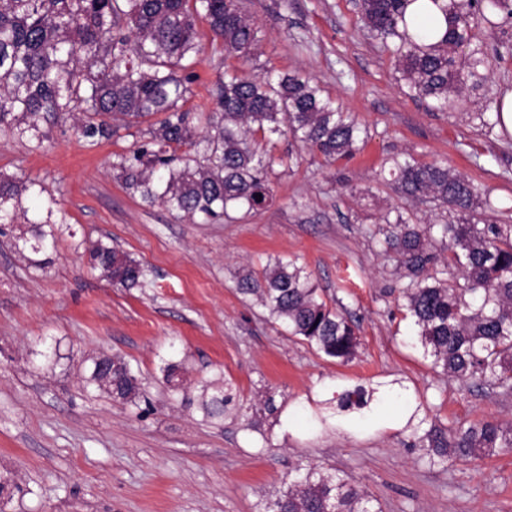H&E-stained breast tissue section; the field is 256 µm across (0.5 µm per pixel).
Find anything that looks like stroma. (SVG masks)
<instances>
[{"label": "stroma", "mask_w": 512, "mask_h": 512, "mask_svg": "<svg viewBox=\"0 0 512 512\" xmlns=\"http://www.w3.org/2000/svg\"><path fill=\"white\" fill-rule=\"evenodd\" d=\"M262 29L255 73L315 77L369 131L350 161L322 165L290 135L274 137L272 198L251 215L192 223L128 191L112 168L130 136L88 145L70 123L50 125L42 147L0 135V176L40 181L73 233L46 268L30 265L23 221L0 223V471L18 489L0 512H254L299 468L351 475L383 512H512V452L429 465L405 428L347 434L281 430L276 405L313 410L317 387L334 392L391 381L424 404V429L512 419V394L440 375L415 329L397 317L402 286L393 256L370 237L390 208L421 220L438 212L403 197L380 171L409 152L446 162L492 198L512 200V134L487 129L488 105L512 90V20L483 31L499 49L482 88L461 110L409 97L370 36L355 0H242ZM102 240L137 260L143 287L113 284L87 262ZM296 260L319 294L359 326L340 364L273 323L238 290L241 275ZM59 361H50L52 353ZM139 368L146 400L113 401L88 387L99 354ZM188 380L223 375L243 405L218 423L172 397L163 367Z\"/></svg>", "instance_id": "stroma-1"}]
</instances>
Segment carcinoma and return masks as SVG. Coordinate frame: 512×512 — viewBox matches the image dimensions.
<instances>
[{"instance_id": "carcinoma-1", "label": "carcinoma", "mask_w": 512, "mask_h": 512, "mask_svg": "<svg viewBox=\"0 0 512 512\" xmlns=\"http://www.w3.org/2000/svg\"><path fill=\"white\" fill-rule=\"evenodd\" d=\"M415 0H360L361 18L401 74L407 95L431 100L445 112L479 86L490 65L482 29L495 18L512 19V0H448V29L432 43L417 40L405 14ZM204 19L209 46L197 36ZM261 29L239 0H0V133L42 144L41 123L73 120L89 145L125 130L136 138L112 168L126 189L150 206L161 205L191 221L209 223L231 211L256 212L269 202V174L288 158L262 146L288 133L310 152L333 163L356 155L368 138L356 116L321 85L298 72L253 71ZM234 57L215 81L212 106L185 108L203 56ZM391 184L405 197L427 198L448 211L441 224H420L396 212L378 228L385 252L409 282L398 311L411 318L431 348L441 374L462 382L512 391V224H489L486 210L512 205L480 197L475 186L442 162L411 154L386 159ZM36 180L0 177V221L21 216L31 225L24 241L32 266L70 229L52 219L53 198ZM262 199H257L256 195ZM92 266L124 288L141 286L140 263L102 240L88 248ZM444 261L448 277L431 271ZM239 290L254 296L275 322L288 327L328 358L352 360L357 325L327 304L304 267L275 260L262 275L246 274ZM182 362L165 367L172 394L196 406L206 421L240 410L237 394L221 377L187 384ZM378 389L358 385L327 400L334 412L362 417ZM143 396L131 365L112 357V399ZM423 403L406 428L432 465L512 450V421H482L419 434ZM255 512H383L378 500L345 473L310 465L286 491L256 505Z\"/></svg>"}]
</instances>
